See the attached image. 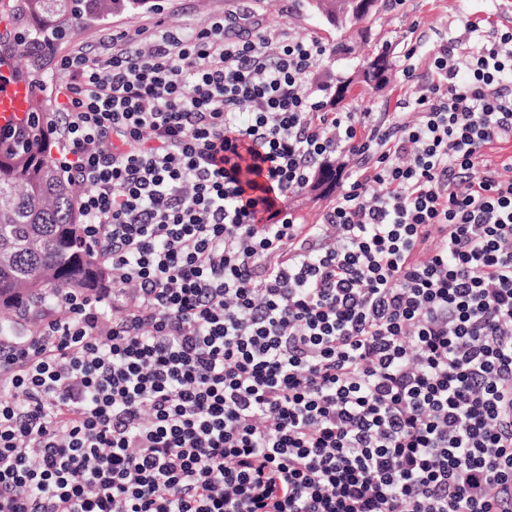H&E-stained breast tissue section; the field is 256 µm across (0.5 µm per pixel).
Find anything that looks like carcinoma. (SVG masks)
<instances>
[{
  "label": "carcinoma",
  "mask_w": 512,
  "mask_h": 512,
  "mask_svg": "<svg viewBox=\"0 0 512 512\" xmlns=\"http://www.w3.org/2000/svg\"><path fill=\"white\" fill-rule=\"evenodd\" d=\"M150 0H0V12L21 32L0 34V56H22L19 77L34 100L13 134H0V311L38 322L65 291L93 294L108 272L82 242L76 194L50 157L48 124L30 119L52 111L42 94L52 53L62 41L113 14L146 7Z\"/></svg>",
  "instance_id": "cac0c4a2"
}]
</instances>
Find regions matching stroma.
<instances>
[{
  "instance_id": "35a3bbf8",
  "label": "stroma",
  "mask_w": 512,
  "mask_h": 512,
  "mask_svg": "<svg viewBox=\"0 0 512 512\" xmlns=\"http://www.w3.org/2000/svg\"><path fill=\"white\" fill-rule=\"evenodd\" d=\"M242 12L262 21L271 37L284 40L290 36L313 35L328 47L321 69L309 75V82L331 86L346 81L350 89L343 108L374 112L394 111L406 88L400 82L403 63H411L417 75L429 72L432 57L443 44L463 49L479 39H491L492 31L512 24V7L506 0H382L378 13L366 21L370 30L367 41L357 34L339 32L304 7V0H151L148 8L124 12L87 28L67 42V49L109 41L116 32H132L164 19L166 26L198 31L229 12ZM481 24L480 33H471L469 22ZM355 42L353 54L335 53L340 41ZM387 52L392 64L385 88L374 89L357 83L358 72L379 52Z\"/></svg>"
}]
</instances>
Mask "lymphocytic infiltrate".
I'll list each match as a JSON object with an SVG mask.
<instances>
[{"label": "lymphocytic infiltrate", "instance_id": "lymphocytic-infiltrate-1", "mask_svg": "<svg viewBox=\"0 0 512 512\" xmlns=\"http://www.w3.org/2000/svg\"><path fill=\"white\" fill-rule=\"evenodd\" d=\"M317 37L155 22L61 59L112 285L0 343V512H498L512 480V27L336 111ZM318 224L277 197L341 156Z\"/></svg>", "mask_w": 512, "mask_h": 512}]
</instances>
